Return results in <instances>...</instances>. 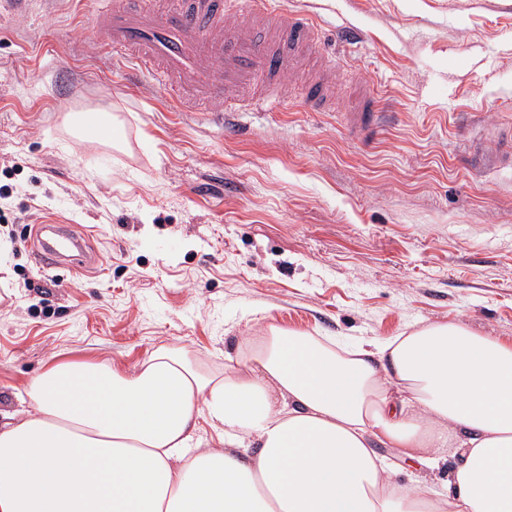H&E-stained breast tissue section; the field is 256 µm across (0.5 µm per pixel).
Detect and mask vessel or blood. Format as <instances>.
<instances>
[{
    "label": "vessel or blood",
    "instance_id": "1",
    "mask_svg": "<svg viewBox=\"0 0 512 512\" xmlns=\"http://www.w3.org/2000/svg\"><path fill=\"white\" fill-rule=\"evenodd\" d=\"M237 0H103L91 19L107 35L113 56L132 59L135 72L174 87L175 102H205L217 112H240L241 92L263 87L260 101L283 100L282 79L295 74L307 58L320 66L303 100L314 111L328 108L329 76L336 65L322 48L321 32L311 15L285 9L279 0H248L245 18L225 28L224 15ZM381 117L380 101L363 95L352 121L362 133L374 132ZM85 136L109 141L118 125L104 116H81ZM37 251L44 264L56 265L64 249L83 251L82 238L64 224H44Z\"/></svg>",
    "mask_w": 512,
    "mask_h": 512
}]
</instances>
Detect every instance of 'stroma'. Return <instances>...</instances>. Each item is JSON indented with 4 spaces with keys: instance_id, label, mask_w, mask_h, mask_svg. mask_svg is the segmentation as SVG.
I'll return each instance as SVG.
<instances>
[{
    "instance_id": "stroma-1",
    "label": "stroma",
    "mask_w": 512,
    "mask_h": 512,
    "mask_svg": "<svg viewBox=\"0 0 512 512\" xmlns=\"http://www.w3.org/2000/svg\"><path fill=\"white\" fill-rule=\"evenodd\" d=\"M336 52L328 112L174 109L101 49L96 0H30L0 19V407L56 361L130 368L160 347L214 369L268 324L339 341L437 322L512 340V0H284ZM388 117L362 139L363 90ZM112 113L115 143L73 138L71 111ZM69 224L96 265L38 263Z\"/></svg>"
}]
</instances>
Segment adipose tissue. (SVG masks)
<instances>
[{
	"mask_svg": "<svg viewBox=\"0 0 512 512\" xmlns=\"http://www.w3.org/2000/svg\"><path fill=\"white\" fill-rule=\"evenodd\" d=\"M26 396L0 410V512H512V342L454 322L340 349L272 324L220 371L160 348L52 363ZM380 445L428 476L452 449L446 498ZM380 455L392 464L395 481L400 485H411L422 474L416 462L405 458L397 448H377Z\"/></svg>",
	"mask_w": 512,
	"mask_h": 512,
	"instance_id": "obj_1",
	"label": "adipose tissue"
}]
</instances>
